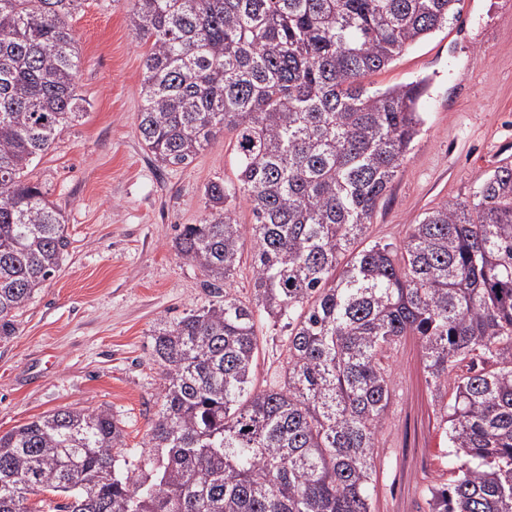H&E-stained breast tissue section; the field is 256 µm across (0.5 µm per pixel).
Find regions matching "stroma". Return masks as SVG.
<instances>
[{"label": "stroma", "mask_w": 512, "mask_h": 512, "mask_svg": "<svg viewBox=\"0 0 512 512\" xmlns=\"http://www.w3.org/2000/svg\"><path fill=\"white\" fill-rule=\"evenodd\" d=\"M126 11L125 0H81L69 19L85 110L29 174L62 212L69 246L18 312L15 335L0 339V435L63 408H101L128 447H141L168 383L151 334L212 300L172 240L175 225L199 223L207 183L235 180L231 138L186 166L155 161L136 132L145 48ZM421 79L422 129L372 218L377 240L397 241L424 212L471 199L496 167L512 165V0H462L458 15L366 83ZM390 414L374 512H419L425 486L444 473L445 444L411 336L393 366Z\"/></svg>", "instance_id": "obj_1"}]
</instances>
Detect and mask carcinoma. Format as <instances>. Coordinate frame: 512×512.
Listing matches in <instances>:
<instances>
[{
    "label": "carcinoma",
    "mask_w": 512,
    "mask_h": 512,
    "mask_svg": "<svg viewBox=\"0 0 512 512\" xmlns=\"http://www.w3.org/2000/svg\"><path fill=\"white\" fill-rule=\"evenodd\" d=\"M78 0H0V338L59 267L61 212L27 181L83 108ZM460 0H128L146 46L137 133L165 167L232 135L237 182L175 225L213 301L153 330L168 384L129 448L105 409L0 435V512H373L392 365L415 337L448 481L422 512H512V167L397 242L366 241L420 133L427 84L364 78L448 22ZM250 206L253 223L237 220ZM253 296L232 288L245 242ZM280 324L284 381L253 383ZM94 485L87 494L82 483Z\"/></svg>",
    "instance_id": "1"
}]
</instances>
